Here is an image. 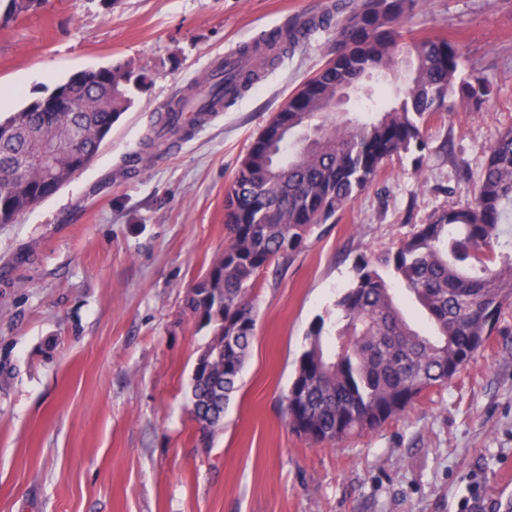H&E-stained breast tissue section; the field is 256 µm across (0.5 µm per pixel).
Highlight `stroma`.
<instances>
[{"label":"stroma","mask_w":512,"mask_h":512,"mask_svg":"<svg viewBox=\"0 0 512 512\" xmlns=\"http://www.w3.org/2000/svg\"><path fill=\"white\" fill-rule=\"evenodd\" d=\"M336 0H42L0 26L12 110L79 72L147 77L97 157L0 224V512H512V307L447 387L338 445L285 424L282 398L317 317L360 257L462 204L485 149L512 127V0H417L406 27L455 41L493 86L481 110L426 129L251 298L257 327L209 447L190 414L208 344L184 308L224 250V199L255 135L330 59L319 30L206 123L150 141L157 109L226 53Z\"/></svg>","instance_id":"35a3bbf8"}]
</instances>
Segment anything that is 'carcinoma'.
Returning a JSON list of instances; mask_svg holds the SVG:
<instances>
[{"mask_svg":"<svg viewBox=\"0 0 512 512\" xmlns=\"http://www.w3.org/2000/svg\"><path fill=\"white\" fill-rule=\"evenodd\" d=\"M41 0H15L9 21L34 11ZM413 0H355L319 17L295 21L264 42L239 50L241 69L212 75L211 112L252 88L261 65L272 64L316 29L333 30L334 56L306 81L253 139L227 192L224 251L192 286L185 307L201 327L219 336L224 322L241 323L234 343L192 387L194 417L206 445L222 426L224 408L241 381L256 331L250 293L259 271L291 262L320 225L370 187L387 160L427 147L424 126L455 104L479 109L493 89L477 71L463 77L461 51L447 38L417 39L405 29ZM371 75L396 92L350 123L336 121V93ZM145 81L125 64L112 78L84 71L68 94L85 111L48 112L31 103L0 118V224L43 201L74 175L71 157L88 165L112 125ZM169 107L161 140L182 129V104ZM320 140L308 148L307 125ZM58 147L54 171L34 161L43 141ZM512 128L488 147L486 162L458 208L434 214L376 261L364 257L357 276L336 301L335 319L319 320L284 397L289 429L318 444H335L354 432L374 430L404 412L422 393L442 388L481 351L496 320L512 305ZM415 304L432 333L417 330L403 304Z\"/></svg>","mask_w":512,"mask_h":512,"instance_id":"obj_1","label":"carcinoma"}]
</instances>
